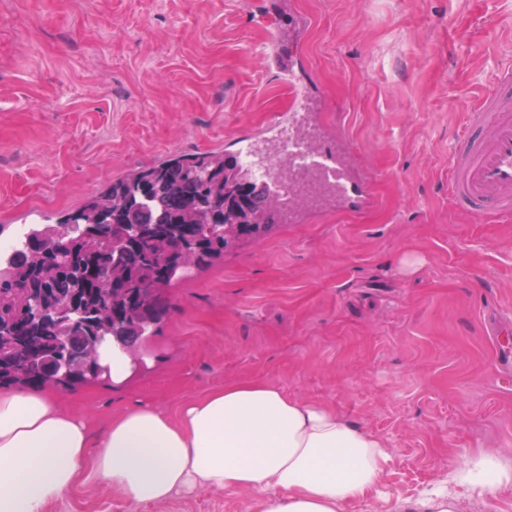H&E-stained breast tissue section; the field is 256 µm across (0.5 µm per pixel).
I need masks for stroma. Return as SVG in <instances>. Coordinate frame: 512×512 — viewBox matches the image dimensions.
I'll return each instance as SVG.
<instances>
[{
    "mask_svg": "<svg viewBox=\"0 0 512 512\" xmlns=\"http://www.w3.org/2000/svg\"><path fill=\"white\" fill-rule=\"evenodd\" d=\"M308 16L300 74L320 120L372 181L373 204L281 224L174 285L151 369L58 391L102 429L128 407L175 413L235 381L336 409L390 450L346 512H423L449 462L512 458V386L493 332L512 322V216L448 198V151L485 78L512 59V0H287ZM252 0H0V222H56L131 169L249 140L276 145L288 89L252 48ZM46 512H252L245 491L133 505L88 484Z\"/></svg>",
    "mask_w": 512,
    "mask_h": 512,
    "instance_id": "obj_1",
    "label": "stroma"
}]
</instances>
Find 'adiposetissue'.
Masks as SVG:
<instances>
[{
	"mask_svg": "<svg viewBox=\"0 0 512 512\" xmlns=\"http://www.w3.org/2000/svg\"><path fill=\"white\" fill-rule=\"evenodd\" d=\"M389 459L380 437L268 381L225 384L173 418L129 409L97 436L52 387L0 388V512H45L84 484L133 504L243 490L255 512H345L382 482ZM476 489L512 491V460L482 451L449 464L426 503L461 512L464 492Z\"/></svg>",
	"mask_w": 512,
	"mask_h": 512,
	"instance_id": "obj_1",
	"label": "adipose tissue"
}]
</instances>
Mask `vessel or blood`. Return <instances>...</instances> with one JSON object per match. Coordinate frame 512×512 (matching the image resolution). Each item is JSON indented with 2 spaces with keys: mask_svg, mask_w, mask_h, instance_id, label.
<instances>
[{
  "mask_svg": "<svg viewBox=\"0 0 512 512\" xmlns=\"http://www.w3.org/2000/svg\"><path fill=\"white\" fill-rule=\"evenodd\" d=\"M288 134L289 151H317V172L289 170L282 190L288 201H305L310 212L325 210L326 190H334L336 209L356 210L370 200L369 179L357 178L349 148L329 136L317 118L314 100L292 90ZM448 195L467 215L485 222L512 214V63L499 66L465 115L461 135L448 158Z\"/></svg>",
  "mask_w": 512,
  "mask_h": 512,
  "instance_id": "1",
  "label": "vessel or blood"
}]
</instances>
